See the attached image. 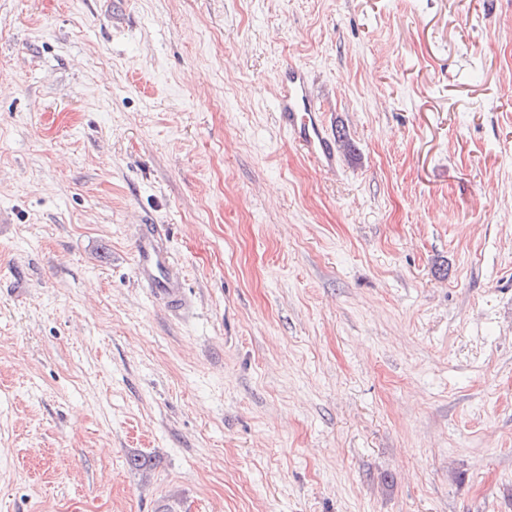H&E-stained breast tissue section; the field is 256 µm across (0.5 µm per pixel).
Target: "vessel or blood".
I'll return each mask as SVG.
<instances>
[{"mask_svg":"<svg viewBox=\"0 0 512 512\" xmlns=\"http://www.w3.org/2000/svg\"><path fill=\"white\" fill-rule=\"evenodd\" d=\"M277 101L279 116L306 155L324 171L335 172L336 141L314 102L307 74L301 66L291 64L284 68ZM134 257L142 282L171 309H185L187 300L182 281L173 268L165 233L160 226L147 225L140 233L134 242Z\"/></svg>","mask_w":512,"mask_h":512,"instance_id":"b4317fda","label":"vessel or blood"}]
</instances>
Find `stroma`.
<instances>
[{"instance_id": "1", "label": "stroma", "mask_w": 512, "mask_h": 512, "mask_svg": "<svg viewBox=\"0 0 512 512\" xmlns=\"http://www.w3.org/2000/svg\"><path fill=\"white\" fill-rule=\"evenodd\" d=\"M168 505L512 512V0H0V512ZM277 101V113L306 155L324 171L335 172L336 140L325 125L320 108L314 103L307 74L301 66L290 64L284 68ZM146 229L134 242L137 273L151 291L173 310L187 307L182 280L173 268L171 254L165 244V232L157 224H145Z\"/></svg>"}]
</instances>
